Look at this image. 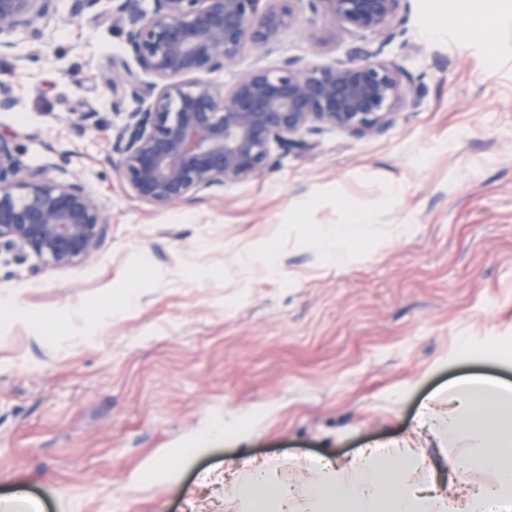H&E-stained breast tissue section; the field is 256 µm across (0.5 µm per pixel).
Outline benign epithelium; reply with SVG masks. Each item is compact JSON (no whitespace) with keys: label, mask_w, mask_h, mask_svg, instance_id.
<instances>
[{"label":"benign epithelium","mask_w":512,"mask_h":512,"mask_svg":"<svg viewBox=\"0 0 512 512\" xmlns=\"http://www.w3.org/2000/svg\"><path fill=\"white\" fill-rule=\"evenodd\" d=\"M59 0H0V56L14 38L46 40ZM406 0H73L72 14L106 18L127 53L103 74L112 110L108 161L131 192L157 209L214 195L273 168L274 148L308 149L333 129L367 138L418 105L411 81L383 47L402 21ZM309 12L347 34L380 41L346 60L303 63L283 57L243 72L229 87L206 76L247 53L262 61ZM110 224L99 199L67 154L33 166L0 135V257L70 267L105 243Z\"/></svg>","instance_id":"7a95c632"}]
</instances>
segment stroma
Masks as SVG:
<instances>
[{
  "mask_svg": "<svg viewBox=\"0 0 512 512\" xmlns=\"http://www.w3.org/2000/svg\"><path fill=\"white\" fill-rule=\"evenodd\" d=\"M61 0L44 44L0 59L17 99L0 134L25 160L72 154L111 226L88 262L0 264V500L40 512H224L241 462L297 487L318 459L420 435L428 466L461 454L419 434L422 404L470 374L512 382V0H409L384 48L416 108L372 138L323 132L311 150L224 192L159 210L107 160L121 121L102 71L123 34ZM496 14L500 27L484 31ZM303 15L275 57L328 64ZM73 112L92 113L74 130ZM384 240L339 266L314 239L347 204ZM131 295L117 312L106 303ZM207 449L195 452L199 438ZM190 449L176 474L150 473Z\"/></svg>",
  "mask_w": 512,
  "mask_h": 512,
  "instance_id": "35a3bbf8",
  "label": "stroma"
}]
</instances>
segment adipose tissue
Listing matches in <instances>:
<instances>
[{"label": "adipose tissue", "instance_id": "ef3b65f1", "mask_svg": "<svg viewBox=\"0 0 512 512\" xmlns=\"http://www.w3.org/2000/svg\"><path fill=\"white\" fill-rule=\"evenodd\" d=\"M371 214L352 206L336 229L320 241L322 252L336 264L355 260L351 240L374 235ZM426 423L438 424L449 445H465L452 467L466 476L490 475L478 492L461 499L406 481L417 470V452L400 443L360 449L346 465L320 463L301 494L288 495L275 481L276 467L244 462L237 512L264 500V512H512V385L480 377L448 384V413L428 411Z\"/></svg>", "mask_w": 512, "mask_h": 512}]
</instances>
